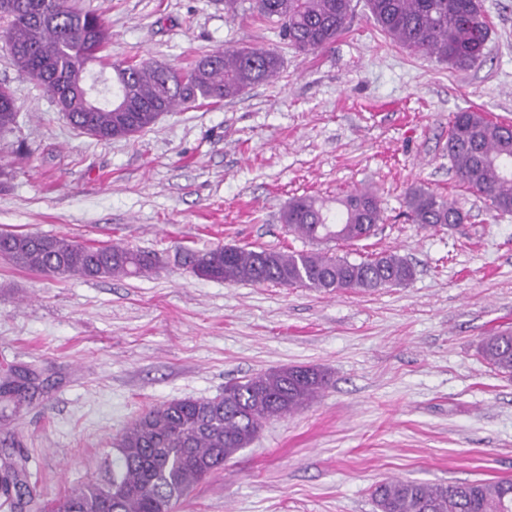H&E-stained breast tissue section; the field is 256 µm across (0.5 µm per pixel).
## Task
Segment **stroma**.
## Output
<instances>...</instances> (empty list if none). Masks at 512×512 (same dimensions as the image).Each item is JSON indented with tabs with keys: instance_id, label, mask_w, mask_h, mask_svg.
<instances>
[{
	"instance_id": "35a3bbf8",
	"label": "stroma",
	"mask_w": 512,
	"mask_h": 512,
	"mask_svg": "<svg viewBox=\"0 0 512 512\" xmlns=\"http://www.w3.org/2000/svg\"><path fill=\"white\" fill-rule=\"evenodd\" d=\"M100 14L112 61L184 68L224 47L277 50L279 75L213 105L164 113L103 141L74 128L21 75L0 40V85L18 118L0 134V231L120 243L155 255L141 278L59 279L0 258V378L36 375L0 441L45 500L103 480L113 441L146 408L212 398L228 382L317 365L329 382L267 423L176 512H375L385 478L512 480V377L479 353L512 330V215L460 186L448 158L456 112L512 121V0H480L482 61L451 69L386 41L354 0L347 29L305 56L259 22L251 0H72ZM422 186L466 216L452 228L407 217ZM367 189L385 210L374 236L332 245L358 260L394 252L405 286L317 291L193 275L186 251L219 245L312 251L281 219L290 199Z\"/></svg>"
}]
</instances>
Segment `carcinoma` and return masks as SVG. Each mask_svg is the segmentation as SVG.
I'll return each mask as SVG.
<instances>
[{
	"label": "carcinoma",
	"mask_w": 512,
	"mask_h": 512,
	"mask_svg": "<svg viewBox=\"0 0 512 512\" xmlns=\"http://www.w3.org/2000/svg\"><path fill=\"white\" fill-rule=\"evenodd\" d=\"M368 18L393 43L434 57L455 69L479 63L478 30L489 31L479 0H365ZM353 0H252L257 19L280 26L300 54L319 52L349 25ZM11 18L5 41L19 72L47 93L64 96L70 122L100 140L127 138L151 127L163 112L196 104L217 105L275 77L284 65L272 49L217 50L188 69L150 62L114 63L106 54L111 33L104 19L81 12L70 0H0V17ZM91 65L112 70V89L135 108L102 105L89 111L83 97ZM18 108L0 87V131L16 123ZM448 157L466 189L486 195L499 215L512 214V125L484 112L456 113L448 131ZM408 217L423 228L462 224L454 204L424 187L406 192ZM288 231L312 241L354 243L384 222L381 201L369 191L336 200L291 199L282 216ZM0 256L13 266L49 276L89 279L142 277L153 272L150 253L120 244L88 245L66 236L0 232ZM191 272L227 284L274 282L324 291L402 286L414 267L394 252L351 261L322 252L246 250L224 246L189 259ZM481 356L512 374V332L484 338ZM315 365L281 367L244 377L213 398H184L143 411L114 443L112 470L102 482L74 489L57 512H176L198 484L224 470L265 423L308 405L326 387ZM0 496L12 512H48L28 481L27 459L9 454L0 463ZM378 512H512V480L428 485L387 478L374 485Z\"/></svg>",
	"instance_id": "obj_1"
}]
</instances>
